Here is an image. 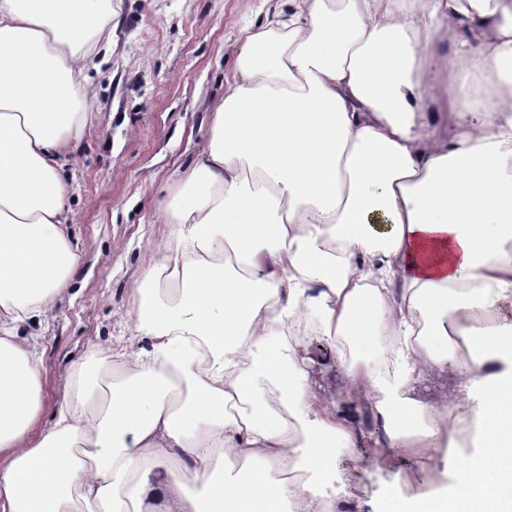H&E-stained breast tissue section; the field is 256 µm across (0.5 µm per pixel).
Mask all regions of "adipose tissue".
Returning a JSON list of instances; mask_svg holds the SVG:
<instances>
[{
	"instance_id": "1",
	"label": "adipose tissue",
	"mask_w": 512,
	"mask_h": 512,
	"mask_svg": "<svg viewBox=\"0 0 512 512\" xmlns=\"http://www.w3.org/2000/svg\"><path fill=\"white\" fill-rule=\"evenodd\" d=\"M288 3L234 46L211 135L161 216L131 290L148 347L100 360L107 398L76 382L46 426L23 329L79 260L61 161L112 9L0 0V512H336L286 473H326L355 446L361 387L402 455L448 458L466 430L476 449L450 484L390 493L380 512H512V0ZM460 61L494 75L487 100L465 94ZM298 325L363 351L386 327L397 369L350 360L353 391L320 402ZM450 365L457 396L425 424L409 389Z\"/></svg>"
}]
</instances>
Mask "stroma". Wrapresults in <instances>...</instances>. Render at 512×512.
Listing matches in <instances>:
<instances>
[{"mask_svg":"<svg viewBox=\"0 0 512 512\" xmlns=\"http://www.w3.org/2000/svg\"><path fill=\"white\" fill-rule=\"evenodd\" d=\"M284 6V0H112V45L88 61L91 117L64 168L72 184L68 229L81 259L37 328L44 420L64 401L74 372L96 385V353L115 337L134 335L129 290L162 243L160 211L209 136L212 112L233 75L230 48ZM302 352L311 388L336 400L349 385L338 346L309 336ZM362 428L356 447L337 449L334 472L316 485L328 501L341 490L353 492L341 512H378L396 487L407 495L438 487L445 468L460 461L456 455L412 465L376 460L379 429L371 415L363 416Z\"/></svg>","mask_w":512,"mask_h":512,"instance_id":"obj_1","label":"stroma"}]
</instances>
